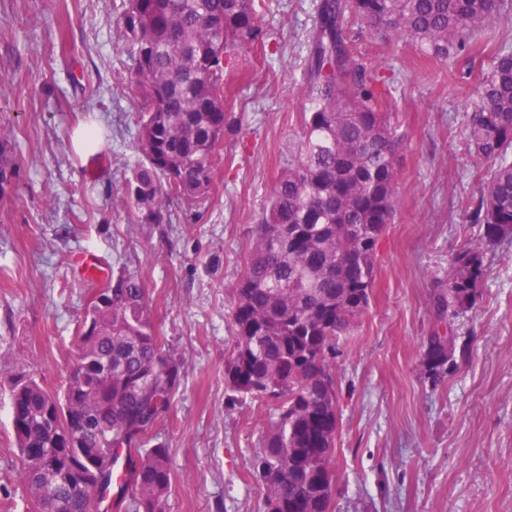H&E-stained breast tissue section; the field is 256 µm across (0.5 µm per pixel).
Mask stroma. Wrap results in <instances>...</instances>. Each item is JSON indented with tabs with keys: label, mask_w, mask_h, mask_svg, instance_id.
Instances as JSON below:
<instances>
[{
	"label": "stroma",
	"mask_w": 512,
	"mask_h": 512,
	"mask_svg": "<svg viewBox=\"0 0 512 512\" xmlns=\"http://www.w3.org/2000/svg\"><path fill=\"white\" fill-rule=\"evenodd\" d=\"M317 2L268 0L262 21L275 39L247 55L224 90L236 122L208 202L174 223L144 224L112 203L142 159L122 84L133 61L121 0H0V133L18 159L0 193V512H34L18 478L12 386L29 375L63 387L94 290L72 266L82 250L109 273L138 271L181 365L157 435L174 474L166 512H259L249 460L266 417L255 402L230 408L224 399L232 285L306 107ZM347 38L376 72H402L384 101L402 141L401 187L370 306L336 358L332 512H512V243L485 249L481 297L451 322L469 358L437 388L419 369L436 323L433 290L454 254L481 242L464 206L486 174L469 163L466 127L488 57L441 66L411 46L385 47L360 22ZM82 125L100 134L89 154L73 146ZM93 157L105 171L89 179Z\"/></svg>",
	"instance_id": "stroma-1"
}]
</instances>
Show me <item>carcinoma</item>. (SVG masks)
Listing matches in <instances>:
<instances>
[{
    "label": "carcinoma",
    "mask_w": 512,
    "mask_h": 512,
    "mask_svg": "<svg viewBox=\"0 0 512 512\" xmlns=\"http://www.w3.org/2000/svg\"><path fill=\"white\" fill-rule=\"evenodd\" d=\"M264 0H123L121 20L133 69L126 83L139 112L145 162L125 179L116 204L148 224L206 204L224 151L225 79L239 58L265 50L271 31ZM308 41L301 113L288 159L253 230L243 273L233 285V350L224 383L233 403L271 406L250 461L263 512H329L340 340L367 310L376 246L396 215L401 139L376 79L344 37L355 22L423 58L452 65L474 52L476 32L512 17V0H320ZM468 155L489 178L469 204L483 242L512 240V44L490 55L467 126ZM0 139V190L16 173ZM485 274L483 253L452 258L448 283L433 293L439 320L473 308ZM140 275L112 278L105 306L91 301L81 322L77 375L60 392L33 378L13 387L12 427L19 478L38 512H109L112 495L130 512H165L173 481L169 449L144 447L169 420L180 364L165 348ZM468 342L433 330L420 367L433 386L448 381ZM112 366V382L102 371Z\"/></svg>",
    "instance_id": "cac0c4a2"
}]
</instances>
